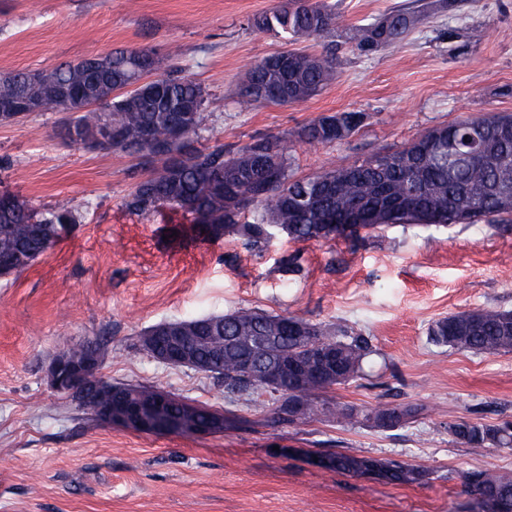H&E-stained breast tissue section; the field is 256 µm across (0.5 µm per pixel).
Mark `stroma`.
<instances>
[{
    "label": "stroma",
    "instance_id": "35a3bbf8",
    "mask_svg": "<svg viewBox=\"0 0 512 512\" xmlns=\"http://www.w3.org/2000/svg\"><path fill=\"white\" fill-rule=\"evenodd\" d=\"M340 33L398 6L429 17L399 45L370 55L338 36L295 49L332 48L336 76L298 104L239 111L234 100L256 61L281 39L252 27L273 0H0V77L116 48L174 56L207 95L198 148L233 150L354 111L363 123L332 145H296L289 172L305 178L410 143L420 132L487 112L512 113V0H331ZM69 112L0 123V190L39 210L69 203L79 222L22 273L0 278V512H448L467 501L464 474L512 469V452L475 457L448 424L483 413L512 422V351L432 343V322L476 309L512 310V223L382 226L359 240L253 248L237 236L203 241L191 216L130 213L131 188L155 170L145 159L65 140ZM252 308L371 336L378 353L363 379L332 397L358 407L414 403L420 414L381 431L366 422L278 424L249 411L223 381L152 359L139 346L155 325ZM102 345L101 374L206 404L242 424L203 436L142 433L90 422L49 382L69 344ZM353 450L426 470L390 484L313 465Z\"/></svg>",
    "mask_w": 512,
    "mask_h": 512
}]
</instances>
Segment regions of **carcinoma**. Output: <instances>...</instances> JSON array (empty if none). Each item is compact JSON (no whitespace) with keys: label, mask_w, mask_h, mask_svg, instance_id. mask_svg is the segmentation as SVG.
I'll use <instances>...</instances> for the list:
<instances>
[{"label":"carcinoma","mask_w":512,"mask_h":512,"mask_svg":"<svg viewBox=\"0 0 512 512\" xmlns=\"http://www.w3.org/2000/svg\"><path fill=\"white\" fill-rule=\"evenodd\" d=\"M425 18L403 9L356 28L345 36L351 48L371 54L397 45ZM251 24L278 35L285 48L257 61L247 72L237 95L241 111L264 103L294 104L321 92L336 76L332 52L308 53L288 49L301 38H320L335 30L338 15L326 0H277ZM110 87L120 89L148 75L163 64L147 49H115L108 53ZM166 76L154 80L167 99L162 108L136 90L108 104V109L80 113L71 126L74 144L137 154L158 164L155 173L135 184L125 206L136 215H150L162 207L181 210L194 219L193 231L220 238L239 236L252 245L268 242L276 229L293 242L328 239L327 224H346L343 237H356L383 225L448 226L450 224L505 223L512 220V204L501 201L497 186L512 180V114L489 113L441 126L448 132L450 150L433 142L437 128H430L405 147L380 151L359 164L324 167L316 174L293 179L288 160L294 143L326 145L347 138L358 125L354 112L321 115L298 130L256 140L233 151L219 146L197 149L193 143L202 130L207 100L205 90L193 80L177 75L170 64ZM63 86L96 89L86 68L61 63L38 72H17L0 78V101L21 92L41 95ZM483 128L482 149L473 153L470 134ZM75 211L57 204L34 210L20 199L9 210H0V259H14L26 269L46 252L67 225L77 223ZM297 320L310 328L308 336L285 334L284 324ZM207 337L192 341L204 373L224 379L230 399L247 410L269 396L274 417L282 424L299 426L314 420L347 425L362 419L376 429L393 428L415 413L408 405L381 404L359 409L329 397V392L363 375L366 359L374 353L369 337L345 326L311 323L294 315L238 309L204 317ZM428 334L433 343L458 350L483 353L512 351V311L479 309L451 314L435 321ZM265 336L267 360L286 358L295 369L263 383L240 368L243 351ZM340 346L336 366L342 373L309 374L311 359L327 346ZM112 390L135 402L164 400V413L177 418L191 410L210 432L224 430V416L205 404H192L173 393L143 384L121 383ZM448 433L467 451L512 449V423L489 422L483 417L462 418L448 424ZM324 469L360 476L375 474L389 483H416L424 471L389 459L360 457L350 452L325 455ZM487 488L512 500V470L481 469L469 474L468 512H497L483 499Z\"/></svg>","instance_id":"carcinoma-1"}]
</instances>
